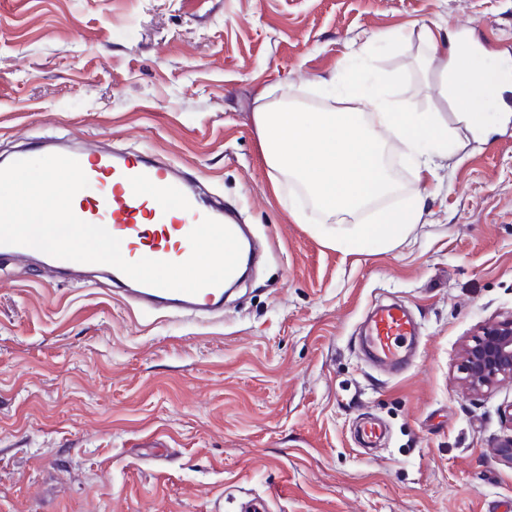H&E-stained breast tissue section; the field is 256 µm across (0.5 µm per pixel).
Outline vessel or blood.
Listing matches in <instances>:
<instances>
[{
	"instance_id": "vessel-or-blood-1",
	"label": "vessel or blood",
	"mask_w": 512,
	"mask_h": 512,
	"mask_svg": "<svg viewBox=\"0 0 512 512\" xmlns=\"http://www.w3.org/2000/svg\"><path fill=\"white\" fill-rule=\"evenodd\" d=\"M81 168L88 178L87 188L79 191L72 209L77 217L91 224L110 225L121 241V253L130 262L151 258L170 262L185 261L180 235L189 234L203 218L228 226L237 238H244L242 224L222 206L208 202L190 187L186 175L158 163L150 155L130 156L115 152L91 151ZM0 256L19 264L37 265L42 275L57 278L79 270V263L58 259L34 248L0 245ZM113 280L127 285L129 300L157 312L164 309L215 313L224 308L223 286H209L191 295L164 290L132 281L112 270ZM416 335L409 314L400 308L380 307L372 312L362 338L365 352L389 375L409 369L408 347ZM361 447L372 448L385 436L378 420L366 419L355 429Z\"/></svg>"
}]
</instances>
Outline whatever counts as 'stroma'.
<instances>
[{"mask_svg":"<svg viewBox=\"0 0 512 512\" xmlns=\"http://www.w3.org/2000/svg\"><path fill=\"white\" fill-rule=\"evenodd\" d=\"M427 26L512 68V0H0L1 158L151 150L237 209L259 251L220 315H149L100 269L51 282L0 260V512H233L244 491L273 512H489L512 497V383L460 385L463 343L512 315V120L484 144L460 134ZM374 34L383 95L436 113L456 156L421 180L387 142L393 192L331 217L269 169L255 98L289 84L299 110L366 111L335 78ZM413 197L423 217L393 250L317 234ZM379 303L421 326L398 376L357 348ZM367 415L388 429L369 454L354 442Z\"/></svg>","mask_w":512,"mask_h":512,"instance_id":"35a3bbf8","label":"stroma"}]
</instances>
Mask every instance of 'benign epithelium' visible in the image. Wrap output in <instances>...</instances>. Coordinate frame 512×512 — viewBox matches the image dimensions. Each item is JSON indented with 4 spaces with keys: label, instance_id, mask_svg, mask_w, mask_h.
I'll list each match as a JSON object with an SVG mask.
<instances>
[{
    "label": "benign epithelium",
    "instance_id": "obj_1",
    "mask_svg": "<svg viewBox=\"0 0 512 512\" xmlns=\"http://www.w3.org/2000/svg\"><path fill=\"white\" fill-rule=\"evenodd\" d=\"M460 356L464 387L473 394L512 381V316L481 326Z\"/></svg>",
    "mask_w": 512,
    "mask_h": 512
}]
</instances>
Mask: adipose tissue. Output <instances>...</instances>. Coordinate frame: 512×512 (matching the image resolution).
Segmentation results:
<instances>
[{
	"label": "adipose tissue",
	"mask_w": 512,
	"mask_h": 512,
	"mask_svg": "<svg viewBox=\"0 0 512 512\" xmlns=\"http://www.w3.org/2000/svg\"><path fill=\"white\" fill-rule=\"evenodd\" d=\"M432 55L443 58L439 92L456 107L458 126L477 142L492 132L488 109L499 102L508 81L487 64L477 42L455 31L437 38L424 28ZM270 90L256 98L253 120L267 164L301 182L318 208L349 214L387 193L391 182L381 162L380 129H387L420 161L418 177L429 174L427 154L448 155V125L428 112L394 110L385 97H371V112H298L287 99L270 102ZM422 217L420 200L406 201L371 224H339L323 230L322 241L345 252L390 250L402 244Z\"/></svg>",
	"instance_id": "obj_1"
}]
</instances>
